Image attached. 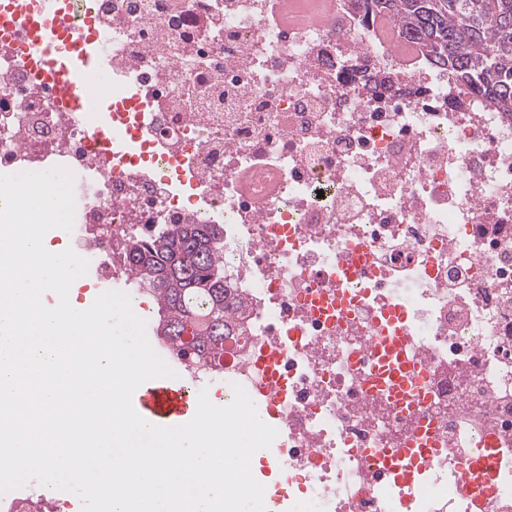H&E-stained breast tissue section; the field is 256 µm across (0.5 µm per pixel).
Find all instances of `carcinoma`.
<instances>
[{
  "label": "carcinoma",
  "instance_id": "carcinoma-1",
  "mask_svg": "<svg viewBox=\"0 0 512 512\" xmlns=\"http://www.w3.org/2000/svg\"><path fill=\"white\" fill-rule=\"evenodd\" d=\"M364 15L394 20L455 82L472 87L497 112L512 113V0H353ZM223 230L214 224H174L127 254L138 283L152 288L157 328L180 341L193 361L217 349L229 330L232 290L224 287Z\"/></svg>",
  "mask_w": 512,
  "mask_h": 512
}]
</instances>
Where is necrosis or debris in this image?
<instances>
[{"instance_id": "obj_1", "label": "necrosis or debris", "mask_w": 512, "mask_h": 512, "mask_svg": "<svg viewBox=\"0 0 512 512\" xmlns=\"http://www.w3.org/2000/svg\"><path fill=\"white\" fill-rule=\"evenodd\" d=\"M79 7L112 62L89 105L129 101L148 147L102 159L0 38V174L73 173L69 243L143 318L127 248L165 224L223 225L224 283L243 308L221 358L151 346L194 390L239 385L277 409L297 512H512V114L351 0ZM397 333L402 384L367 358ZM487 435L504 465L477 503L454 475ZM422 437L436 448L427 477L397 487L382 458Z\"/></svg>"}]
</instances>
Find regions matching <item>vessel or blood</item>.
Here are the masks:
<instances>
[{"mask_svg": "<svg viewBox=\"0 0 512 512\" xmlns=\"http://www.w3.org/2000/svg\"><path fill=\"white\" fill-rule=\"evenodd\" d=\"M70 0H0V34L10 35L11 18H27V39L18 50L36 67L47 66L48 76L61 101L88 118V91L93 76L110 70V62L83 52L88 36L83 29L68 32L57 27L56 14L68 9ZM197 396L177 378H158L141 384L133 407L143 418L158 426H179L191 420L197 410ZM418 448H392L388 451L393 473L405 484L415 477ZM498 467V456L487 439H480L473 454L459 467L455 481L460 489L483 488Z\"/></svg>", "mask_w": 512, "mask_h": 512, "instance_id": "obj_1", "label": "vessel or blood"}]
</instances>
